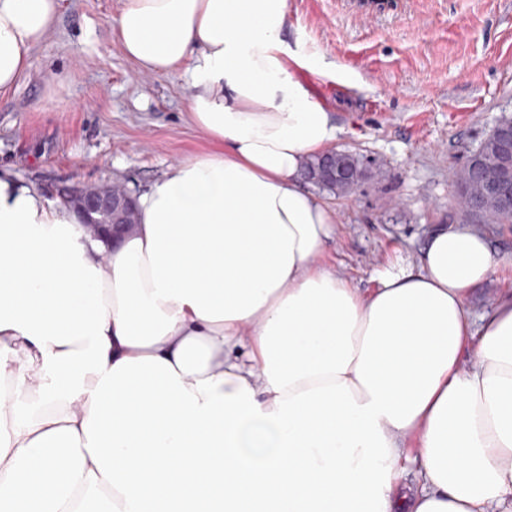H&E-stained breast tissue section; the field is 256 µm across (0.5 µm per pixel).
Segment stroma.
I'll list each match as a JSON object with an SVG mask.
<instances>
[{
  "instance_id": "35a3bbf8",
  "label": "stroma",
  "mask_w": 512,
  "mask_h": 512,
  "mask_svg": "<svg viewBox=\"0 0 512 512\" xmlns=\"http://www.w3.org/2000/svg\"><path fill=\"white\" fill-rule=\"evenodd\" d=\"M122 0H63L34 65L0 98V165L46 196L119 183L142 190L171 162L207 151L185 81L143 75L112 25ZM288 68L329 110L335 150L367 168L336 211L325 263L361 291L412 261L430 231L462 217L456 175L512 116V0H289ZM507 265L474 291V315L512 290V224L485 227Z\"/></svg>"
}]
</instances>
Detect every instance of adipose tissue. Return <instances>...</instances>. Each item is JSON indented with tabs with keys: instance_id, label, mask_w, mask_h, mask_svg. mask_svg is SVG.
Segmentation results:
<instances>
[{
	"instance_id": "obj_1",
	"label": "adipose tissue",
	"mask_w": 512,
	"mask_h": 512,
	"mask_svg": "<svg viewBox=\"0 0 512 512\" xmlns=\"http://www.w3.org/2000/svg\"><path fill=\"white\" fill-rule=\"evenodd\" d=\"M61 0H0V96ZM288 0H124L212 151L137 196L117 246L0 168V512H512V291L442 224L361 292L303 183L340 132L278 51ZM414 447L417 486L397 464Z\"/></svg>"
}]
</instances>
